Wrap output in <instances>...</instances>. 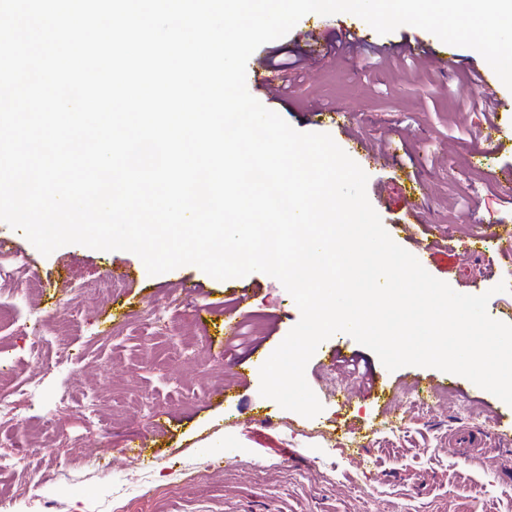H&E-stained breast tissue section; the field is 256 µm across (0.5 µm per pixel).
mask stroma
Instances as JSON below:
<instances>
[{
	"instance_id": "1",
	"label": "stroma",
	"mask_w": 512,
	"mask_h": 512,
	"mask_svg": "<svg viewBox=\"0 0 512 512\" xmlns=\"http://www.w3.org/2000/svg\"><path fill=\"white\" fill-rule=\"evenodd\" d=\"M360 25L350 14L303 16L284 37L261 45L247 68L298 61L301 78L286 101H266L301 132L330 134L339 146L346 135L336 126V109L352 116V135L372 145L391 143L395 156L385 164H364L367 196L391 239L406 250L422 240L406 213L413 198H426L427 219L436 241L433 277L462 294L490 293L488 313L512 312V252L495 239L480 255L452 248L462 225L495 216L512 225V203L502 199L487 172L512 164V142L499 148L479 131L485 115L476 110V90L467 69L483 64L475 50L437 43L445 69L420 67L406 56L349 55L337 48L339 23ZM319 33L317 44L301 31ZM0 237L15 238L28 259L11 284L0 287V393L23 402L17 421L0 425V459L28 456L25 467L0 469V512H512V456L491 451L463 461L449 448L451 428H493L512 413L490 392L455 374L406 366L390 372L391 412L401 413L407 387L417 376L459 381L467 398L431 402L410 414L405 438L382 441L386 415L364 398L358 376L332 367L329 347L348 351L361 345L335 334L309 361L306 380L335 415L338 434L312 435L310 420L281 408L259 393L260 380L232 386L228 400L215 398V380L224 367V320L235 293L251 284L258 291L245 320L252 335L273 352L298 323L300 310L277 279L260 272L215 279L186 265L149 275L142 260L127 251L71 244L42 255L26 237L0 223ZM130 269L115 299L86 303L83 291L111 278L116 266ZM62 280L59 291L47 278ZM200 283L207 293L187 296ZM162 302L167 328H157L147 310ZM341 389L349 399L337 408ZM254 403V419L234 424L239 402ZM478 418L466 420L463 407ZM171 413L175 435L161 432L160 413ZM55 420L58 434L47 438L33 418ZM369 436L362 459L344 445ZM132 439L146 440L158 465L143 468L127 452ZM56 445L54 455L36 446ZM235 459L222 469L209 466L224 447Z\"/></svg>"
}]
</instances>
